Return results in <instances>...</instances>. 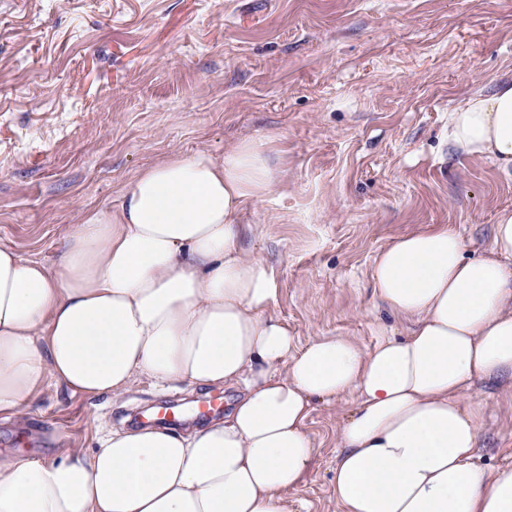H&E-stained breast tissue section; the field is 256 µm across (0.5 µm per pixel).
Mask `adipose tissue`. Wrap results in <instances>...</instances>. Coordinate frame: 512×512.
<instances>
[{"label": "adipose tissue", "mask_w": 512, "mask_h": 512, "mask_svg": "<svg viewBox=\"0 0 512 512\" xmlns=\"http://www.w3.org/2000/svg\"><path fill=\"white\" fill-rule=\"evenodd\" d=\"M448 143L512 178V80L448 114ZM275 182L259 142L142 169L113 210L86 211L55 267L0 248V418L48 384L125 392L135 377L239 389L223 419L187 434L143 426L50 460L0 455V512H288L315 463L314 402L356 393L340 429V512H512V465L475 463L477 382L512 377V211L472 257L435 224L375 258L379 305L406 325L372 348L300 344L272 312L271 267L242 216Z\"/></svg>", "instance_id": "1"}]
</instances>
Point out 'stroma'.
<instances>
[{
  "mask_svg": "<svg viewBox=\"0 0 512 512\" xmlns=\"http://www.w3.org/2000/svg\"><path fill=\"white\" fill-rule=\"evenodd\" d=\"M512 77V0H0V247L55 267L71 225L116 206L140 170L177 152L223 157L263 144L276 171L248 205L244 242L270 264L275 314L301 343L345 336L371 347L369 268L398 236L457 228L488 246L512 179L454 151L448 114ZM236 390L137 377L122 395L48 388L0 448L49 457L92 450L136 408L176 400L194 426L201 397ZM476 463L512 464V389L478 384ZM357 402H315L318 450L288 512H339V431Z\"/></svg>",
  "mask_w": 512,
  "mask_h": 512,
  "instance_id": "obj_1",
  "label": "stroma"
}]
</instances>
